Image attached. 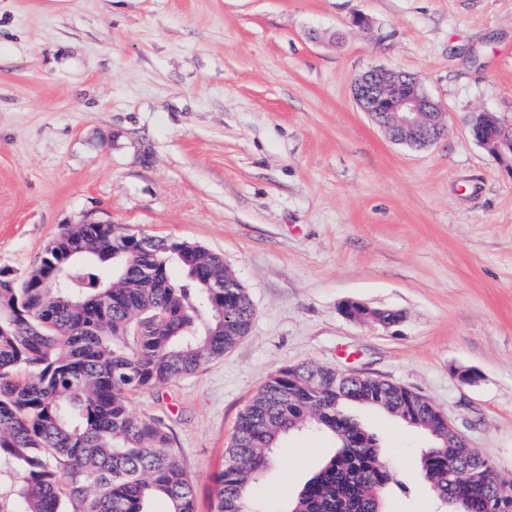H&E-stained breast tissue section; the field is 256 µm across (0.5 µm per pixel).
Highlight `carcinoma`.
Returning a JSON list of instances; mask_svg holds the SVG:
<instances>
[{
    "label": "carcinoma",
    "mask_w": 512,
    "mask_h": 512,
    "mask_svg": "<svg viewBox=\"0 0 512 512\" xmlns=\"http://www.w3.org/2000/svg\"><path fill=\"white\" fill-rule=\"evenodd\" d=\"M253 316L220 255L153 236L145 247L112 224L67 225L22 279L0 275V466L23 472L17 498L0 495V512H151L156 500L165 512H196L169 428L133 414L128 395L223 357ZM349 404L430 437L421 470L448 512H512V498L466 476L488 460L472 455L448 478L458 448L418 394L312 365L277 369L240 413L214 478L217 512H256L251 484L280 441L305 428L337 448L285 512H385L393 474Z\"/></svg>",
    "instance_id": "carcinoma-1"
}]
</instances>
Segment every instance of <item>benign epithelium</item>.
<instances>
[{"label": "benign epithelium", "mask_w": 512, "mask_h": 512, "mask_svg": "<svg viewBox=\"0 0 512 512\" xmlns=\"http://www.w3.org/2000/svg\"><path fill=\"white\" fill-rule=\"evenodd\" d=\"M354 99L360 109L373 119L389 137L415 149L426 148L449 131L442 108L411 73L372 68L359 76L353 87ZM364 304L348 302L343 316L352 322H377L392 325L396 320L379 319L360 313Z\"/></svg>", "instance_id": "1"}]
</instances>
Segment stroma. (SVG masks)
Segmentation results:
<instances>
[{"label":"stroma","mask_w":512,"mask_h":512,"mask_svg":"<svg viewBox=\"0 0 512 512\" xmlns=\"http://www.w3.org/2000/svg\"><path fill=\"white\" fill-rule=\"evenodd\" d=\"M373 67L415 74L448 135L392 142L352 97ZM482 110L512 125V0H0V271L23 277L85 221L223 256L250 332L130 399L169 426L197 512L284 365L415 390L512 474V170L469 135ZM348 301L401 319L348 321ZM354 412L392 468L386 512H438L428 435ZM334 451L287 437L254 495L284 512Z\"/></svg>","instance_id":"1"}]
</instances>
